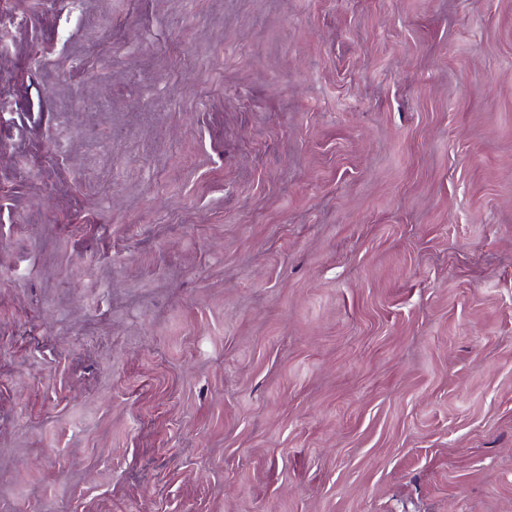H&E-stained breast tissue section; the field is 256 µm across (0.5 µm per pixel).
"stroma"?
<instances>
[{
  "instance_id": "35a3bbf8",
  "label": "stroma",
  "mask_w": 512,
  "mask_h": 512,
  "mask_svg": "<svg viewBox=\"0 0 512 512\" xmlns=\"http://www.w3.org/2000/svg\"><path fill=\"white\" fill-rule=\"evenodd\" d=\"M0 17V512H512V0Z\"/></svg>"
}]
</instances>
